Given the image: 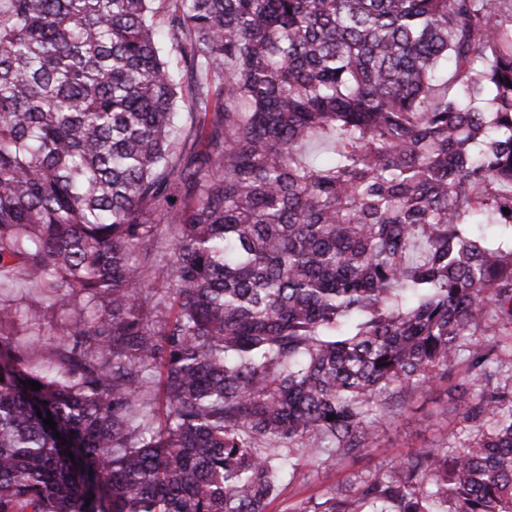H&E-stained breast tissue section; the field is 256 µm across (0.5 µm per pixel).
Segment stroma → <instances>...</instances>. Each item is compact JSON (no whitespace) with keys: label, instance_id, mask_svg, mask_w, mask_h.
<instances>
[{"label":"stroma","instance_id":"obj_1","mask_svg":"<svg viewBox=\"0 0 512 512\" xmlns=\"http://www.w3.org/2000/svg\"><path fill=\"white\" fill-rule=\"evenodd\" d=\"M459 398V391L446 386L416 394L404 407L383 414L378 422V448L356 460L333 458L320 467L306 466L299 478L283 484L267 512H288L299 499L318 494L325 485L343 482L354 470L447 443L457 429Z\"/></svg>","mask_w":512,"mask_h":512}]
</instances>
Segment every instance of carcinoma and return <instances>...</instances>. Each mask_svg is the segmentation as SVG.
Wrapping results in <instances>:
<instances>
[{"mask_svg": "<svg viewBox=\"0 0 512 512\" xmlns=\"http://www.w3.org/2000/svg\"><path fill=\"white\" fill-rule=\"evenodd\" d=\"M505 208L512 0H0V288L68 316L0 294V512H266L459 373L289 512H512ZM14 288L17 289L15 292L16 298L20 300L24 314H28V316L36 315L41 318L43 324L49 322L60 329L65 316L56 312L52 314L53 311L49 309V300L38 289L29 288L24 284L17 285ZM461 389L448 386L434 387L416 394L402 408L386 411L378 421L379 448L359 459L333 458L322 467L308 465L303 475L288 484V474L282 481V493L267 507L268 512H288L296 501L317 495L328 484L341 483L357 469L374 468L394 457L417 452L453 440L458 425L455 407L461 398Z\"/></svg>", "mask_w": 512, "mask_h": 512, "instance_id": "carcinoma-1", "label": "carcinoma"}]
</instances>
